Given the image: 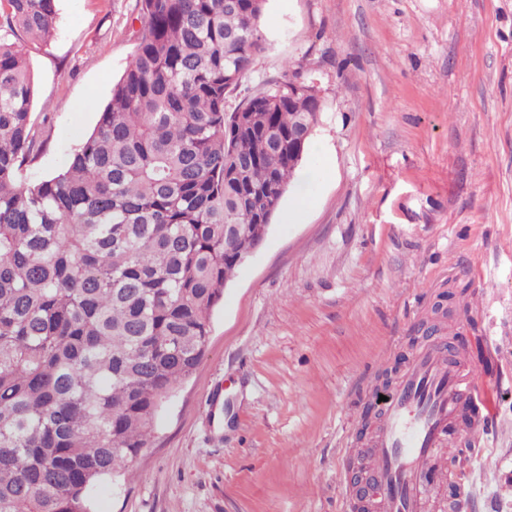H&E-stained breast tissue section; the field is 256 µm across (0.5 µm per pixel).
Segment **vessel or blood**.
I'll list each match as a JSON object with an SVG mask.
<instances>
[{
	"instance_id": "vessel-or-blood-1",
	"label": "vessel or blood",
	"mask_w": 512,
	"mask_h": 512,
	"mask_svg": "<svg viewBox=\"0 0 512 512\" xmlns=\"http://www.w3.org/2000/svg\"><path fill=\"white\" fill-rule=\"evenodd\" d=\"M481 382L465 349L447 356L426 344L383 402L364 462L372 494L349 512H462L464 497L443 498L458 482L450 458L461 436L490 423Z\"/></svg>"
}]
</instances>
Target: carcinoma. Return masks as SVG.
Here are the masks:
<instances>
[{
	"label": "carcinoma",
	"mask_w": 512,
	"mask_h": 512,
	"mask_svg": "<svg viewBox=\"0 0 512 512\" xmlns=\"http://www.w3.org/2000/svg\"><path fill=\"white\" fill-rule=\"evenodd\" d=\"M266 3L137 0L136 50L95 129L24 185L43 146L28 52L55 36L58 0H0V512H91L200 365L317 122L313 83L288 105L295 64L241 94Z\"/></svg>",
	"instance_id": "cac0c4a2"
}]
</instances>
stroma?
<instances>
[{"instance_id": "35a3bbf8", "label": "stroma", "mask_w": 512, "mask_h": 512, "mask_svg": "<svg viewBox=\"0 0 512 512\" xmlns=\"http://www.w3.org/2000/svg\"><path fill=\"white\" fill-rule=\"evenodd\" d=\"M136 0H59L31 48L41 155L64 169L136 46ZM244 85L302 67L320 120L263 244L211 315L197 370L91 512H344L368 379L423 326L495 394L462 468L467 512H512V0H267ZM310 201L287 220L294 200Z\"/></svg>"}]
</instances>
